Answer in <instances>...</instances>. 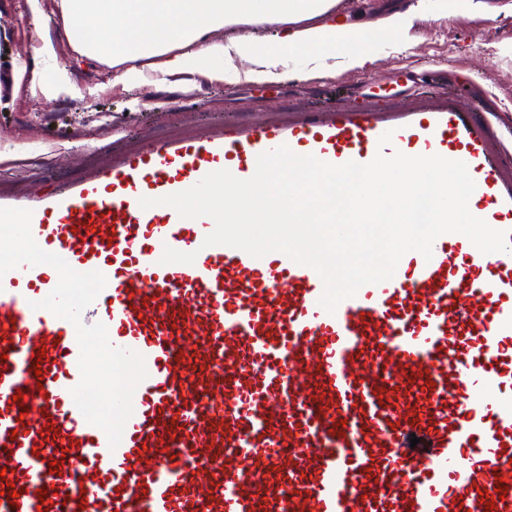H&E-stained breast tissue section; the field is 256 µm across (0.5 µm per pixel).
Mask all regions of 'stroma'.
<instances>
[{
  "label": "stroma",
  "mask_w": 512,
  "mask_h": 512,
  "mask_svg": "<svg viewBox=\"0 0 512 512\" xmlns=\"http://www.w3.org/2000/svg\"><path fill=\"white\" fill-rule=\"evenodd\" d=\"M370 2L366 36L377 57L371 71L342 70L303 83H205L192 94L151 84L126 90L113 84V70L60 44L74 96L48 101L0 84V150L19 154L0 168V191H24L38 178L76 179L127 150L221 123L293 120L321 106L349 109L358 104L349 93L356 83L386 79L421 58L433 62L434 80L455 92L459 107L497 110L512 128V0H485L478 10L450 6L448 17L416 22L391 45L380 42L378 29L400 0ZM32 31L25 0H0V70L12 69L14 51Z\"/></svg>",
  "instance_id": "1"
}]
</instances>
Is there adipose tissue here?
Wrapping results in <instances>:
<instances>
[{
  "label": "adipose tissue",
  "mask_w": 512,
  "mask_h": 512,
  "mask_svg": "<svg viewBox=\"0 0 512 512\" xmlns=\"http://www.w3.org/2000/svg\"><path fill=\"white\" fill-rule=\"evenodd\" d=\"M341 0H59L62 27L41 23L39 0H28L36 36L25 47L27 60L15 71L17 90L57 98L72 83L56 43L66 38L82 58L115 69V80L133 89L146 83L194 91L186 81L195 65L209 82L227 79L257 84L307 82L343 69L368 70L375 53L361 38L363 26L340 9ZM448 14V0H405L379 29L389 43L416 19ZM259 25L275 29L272 39L255 38ZM227 38H219V31ZM308 65L292 67L291 55Z\"/></svg>",
  "instance_id": "obj_1"
}]
</instances>
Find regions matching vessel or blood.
I'll return each instance as SVG.
<instances>
[{
	"mask_svg": "<svg viewBox=\"0 0 512 512\" xmlns=\"http://www.w3.org/2000/svg\"><path fill=\"white\" fill-rule=\"evenodd\" d=\"M426 64L393 75L434 93ZM496 112H305L150 144L81 179L0 207L32 210L38 245L106 287L82 313L147 377L117 447L70 390L74 326L32 309L51 266L0 278V512H512V253L446 233L335 311L312 267L205 246L210 218L161 197L226 169L251 177L288 145L341 165L377 152L463 161L480 218L512 235V180ZM392 132L389 146L379 144ZM157 199L144 209L140 198ZM14 484L18 497L5 488Z\"/></svg>",
	"mask_w": 512,
	"mask_h": 512,
	"instance_id": "b4317fda",
	"label": "vessel or blood"
}]
</instances>
